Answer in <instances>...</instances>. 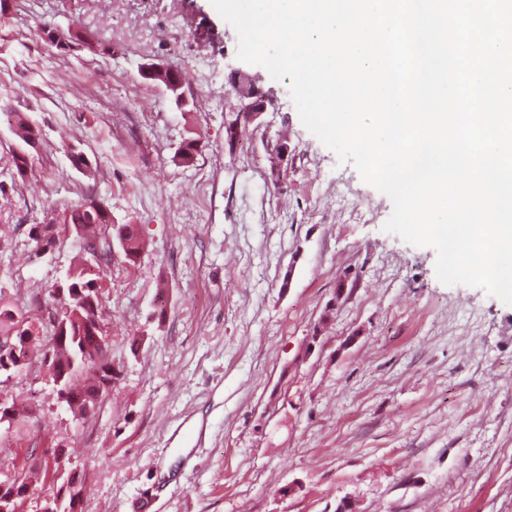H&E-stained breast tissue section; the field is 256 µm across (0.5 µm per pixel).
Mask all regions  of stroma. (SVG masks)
Returning <instances> with one entry per match:
<instances>
[{
	"label": "stroma",
	"mask_w": 512,
	"mask_h": 512,
	"mask_svg": "<svg viewBox=\"0 0 512 512\" xmlns=\"http://www.w3.org/2000/svg\"><path fill=\"white\" fill-rule=\"evenodd\" d=\"M50 28L79 44L59 53ZM237 50L210 0H0V285L25 304L64 279L74 240L36 259L30 231L86 195L147 244L88 271L120 369L93 413L61 411L40 372L0 382L34 412L0 424V481L61 448L83 512H512V305L386 232L389 197ZM148 59L186 73L185 107L140 79ZM236 70L275 104L231 147ZM22 120L39 132L24 180Z\"/></svg>",
	"instance_id": "1"
}]
</instances>
